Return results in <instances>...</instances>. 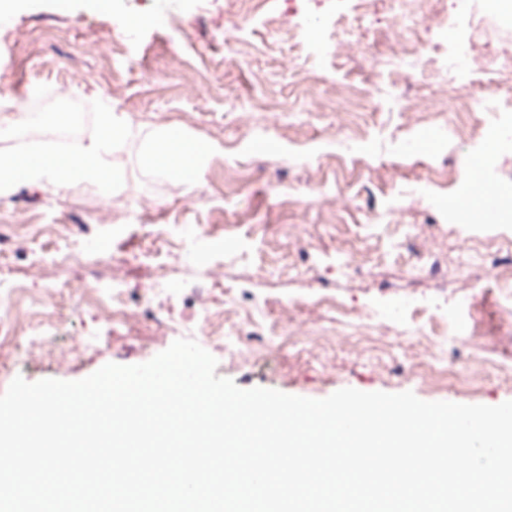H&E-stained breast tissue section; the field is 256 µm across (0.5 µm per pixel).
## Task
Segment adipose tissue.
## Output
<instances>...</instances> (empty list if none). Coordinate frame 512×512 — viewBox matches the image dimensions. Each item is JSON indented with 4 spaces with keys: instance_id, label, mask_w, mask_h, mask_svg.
Instances as JSON below:
<instances>
[{
    "instance_id": "obj_1",
    "label": "adipose tissue",
    "mask_w": 512,
    "mask_h": 512,
    "mask_svg": "<svg viewBox=\"0 0 512 512\" xmlns=\"http://www.w3.org/2000/svg\"><path fill=\"white\" fill-rule=\"evenodd\" d=\"M130 134L124 117L112 108L99 115L98 129L88 139L78 141L65 158L52 154L36 157L19 152L0 160V190L11 184L10 176L21 173L25 182L48 183L56 187L67 185L73 173L84 180L106 184L112 169L108 157L115 147L122 145ZM209 142L192 137L174 126L154 127L142 137L141 162L148 168L167 174L192 171L211 151Z\"/></svg>"
}]
</instances>
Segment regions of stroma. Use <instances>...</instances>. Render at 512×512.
Instances as JSON below:
<instances>
[{
	"label": "stroma",
	"mask_w": 512,
	"mask_h": 512,
	"mask_svg": "<svg viewBox=\"0 0 512 512\" xmlns=\"http://www.w3.org/2000/svg\"><path fill=\"white\" fill-rule=\"evenodd\" d=\"M492 42L483 69L446 84L447 45L424 27L405 28L390 0L366 10L362 0H261L251 12L231 0H132L115 13L105 0H15L0 21V113L15 102L58 108L73 103L98 117L106 105L125 113L130 135L110 158L111 192L79 179L62 190L18 182L0 194V225L19 233L0 247V269L21 275L31 249L47 233L67 237L71 287L57 304L69 331L65 355L46 351L38 363L0 373V394L14 375L35 382L78 380L104 364L144 363L167 349L157 308L146 307L147 264H128L145 240L173 242L165 260L191 262L205 228L236 243L245 256L224 264V284L188 277L173 289V313L223 304L227 322L252 314L262 336H291L279 348L211 347L218 376L240 388L263 387L321 399L351 387L365 392L412 391L425 401L497 405L512 400V376L479 371L485 356L512 357V296L497 281L512 257V220L484 224L450 216L456 183L471 180L466 150L455 138L405 133L406 116L390 111L370 86L364 47L387 54L398 39L425 43L419 70L406 79L407 100L444 123L462 86L491 82L494 54L512 48V16L474 0ZM146 24L131 26V18ZM318 35L317 51L307 42ZM346 49L337 52V41ZM314 70L321 84L288 88L289 70ZM70 88L69 97L59 94ZM356 91L365 114L360 139L338 147L345 98ZM172 125L211 141L215 151L185 179L139 162L142 127ZM447 265L435 280L406 278L396 248L410 229ZM111 245L125 264L104 277L128 280L127 299L142 316L96 350L79 348L92 322L82 305L90 284L81 272L86 250ZM351 259L343 276L338 256ZM374 313L371 332L383 347L347 342L352 310ZM445 367L428 376L430 358Z\"/></svg>",
	"instance_id": "1"
}]
</instances>
